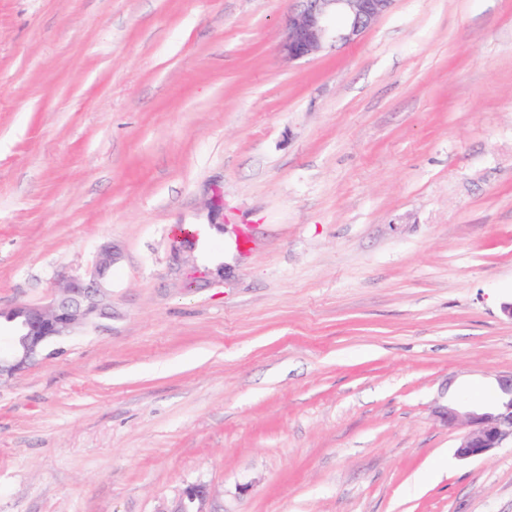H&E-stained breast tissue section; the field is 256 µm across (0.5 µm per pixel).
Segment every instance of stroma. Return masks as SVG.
Returning <instances> with one entry per match:
<instances>
[{
	"instance_id": "stroma-1",
	"label": "stroma",
	"mask_w": 512,
	"mask_h": 512,
	"mask_svg": "<svg viewBox=\"0 0 512 512\" xmlns=\"http://www.w3.org/2000/svg\"><path fill=\"white\" fill-rule=\"evenodd\" d=\"M300 8L0 0V336L115 253L0 379V512H512L439 413L512 369V0L291 62ZM113 261L112 246L104 245L96 253L94 271L88 281L71 278L48 306L19 304L1 314L13 323L14 329L7 338V354H2L0 348V379L30 367L51 342L72 336L96 318L111 316L104 283L111 274ZM205 497L204 488L199 484H189L181 492L177 507L172 512H205L199 506Z\"/></svg>"
}]
</instances>
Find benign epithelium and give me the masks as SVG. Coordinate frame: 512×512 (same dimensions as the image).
Here are the masks:
<instances>
[{
	"mask_svg": "<svg viewBox=\"0 0 512 512\" xmlns=\"http://www.w3.org/2000/svg\"><path fill=\"white\" fill-rule=\"evenodd\" d=\"M303 8L284 20L281 45L290 62L314 57L337 44L359 39L392 7L395 0H302ZM112 246H102L87 281L72 278L48 306L19 304L3 317L13 324L8 352L0 353V377L12 376L40 359L53 341L73 335L93 320L111 315L104 283L111 274ZM496 398L484 409L450 404L443 416L450 427L464 428L455 455L474 459L512 442V371L495 377ZM204 488L189 484L173 512H204Z\"/></svg>",
	"mask_w": 512,
	"mask_h": 512,
	"instance_id": "obj_1",
	"label": "benign epithelium"
}]
</instances>
